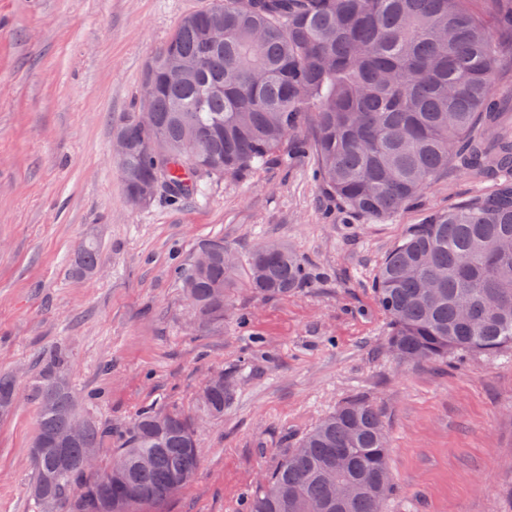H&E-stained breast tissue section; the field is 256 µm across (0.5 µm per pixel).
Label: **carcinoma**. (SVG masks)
I'll list each match as a JSON object with an SVG mask.
<instances>
[{"instance_id": "cac0c4a2", "label": "carcinoma", "mask_w": 512, "mask_h": 512, "mask_svg": "<svg viewBox=\"0 0 512 512\" xmlns=\"http://www.w3.org/2000/svg\"><path fill=\"white\" fill-rule=\"evenodd\" d=\"M512 29V0H485ZM470 0H213L183 17L147 62L153 124L131 113L113 129L128 151V198L156 180L173 201L207 184L244 178L278 159L307 127L316 174L352 214L378 218L406 208L455 170L503 174L495 190L432 213L385 256L372 282L400 361L448 353L512 350V133L498 131L496 71H512V43L490 35ZM201 248L210 263L179 269L184 295L204 327L224 322L237 257L220 239ZM93 273L98 248L77 255ZM310 281L288 248L264 244L249 259L248 287L286 297ZM67 356L34 381L38 428L30 494L39 512H148L189 483L200 464L195 419L176 408L141 410L114 440L126 468L88 473L81 459L112 436L90 421L59 452L75 405L62 380ZM224 375L206 381L199 408L224 414ZM381 413L355 398L284 455L246 512H385L393 492Z\"/></svg>"}]
</instances>
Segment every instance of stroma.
<instances>
[{
  "mask_svg": "<svg viewBox=\"0 0 512 512\" xmlns=\"http://www.w3.org/2000/svg\"><path fill=\"white\" fill-rule=\"evenodd\" d=\"M212 0H0V374L18 395L0 416V512H32L30 386L58 351L78 406L120 428L145 407L196 412L224 376L220 418L202 417L195 479L155 512H244L286 450L365 398L389 436L385 512H512V352L423 364L395 359L371 288L412 225L488 181L448 174L402 211L334 206L313 154L292 141L204 197L132 206L112 128L139 105L148 59ZM238 257L220 332L190 312L176 268L202 241ZM97 244L88 276L73 265ZM288 247L313 282L287 297L247 286L259 244ZM223 374L206 381L199 395V408L204 415L219 417L224 414V403L230 399V394L224 390Z\"/></svg>",
  "mask_w": 512,
  "mask_h": 512,
  "instance_id": "1",
  "label": "stroma"
}]
</instances>
